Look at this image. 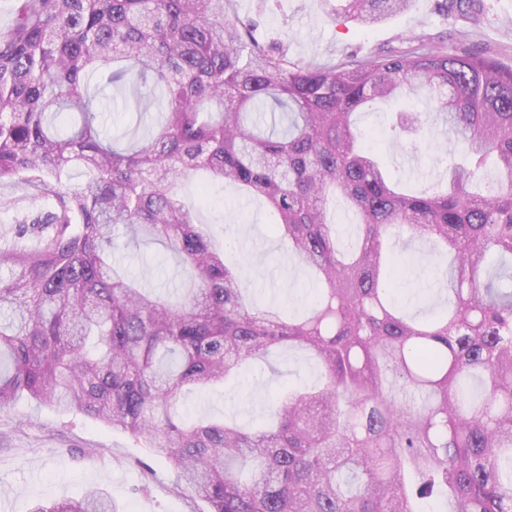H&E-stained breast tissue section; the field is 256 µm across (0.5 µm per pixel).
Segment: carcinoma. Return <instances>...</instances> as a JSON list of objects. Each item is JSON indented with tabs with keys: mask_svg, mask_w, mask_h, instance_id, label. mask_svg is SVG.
Listing matches in <instances>:
<instances>
[{
	"mask_svg": "<svg viewBox=\"0 0 512 512\" xmlns=\"http://www.w3.org/2000/svg\"><path fill=\"white\" fill-rule=\"evenodd\" d=\"M232 0H15L0 31V182L44 211L34 250L0 251V413L26 396L127 433L210 512H512V67L419 41L322 67L288 61ZM411 0H322L371 26ZM147 87L161 120L127 145L101 133L90 79ZM397 109L389 137L439 120L463 163L432 195L398 190L356 116ZM82 169L85 183H71ZM197 171L262 198L273 232L314 270L299 318L245 297L178 183ZM355 215L339 237L332 204ZM432 240L451 308L401 314L390 227ZM164 245L188 272L168 295L112 268L119 237ZM277 346L321 380L289 388L269 423L188 419L186 392L225 387ZM30 512H113L112 496Z\"/></svg>",
	"mask_w": 512,
	"mask_h": 512,
	"instance_id": "1",
	"label": "carcinoma"
}]
</instances>
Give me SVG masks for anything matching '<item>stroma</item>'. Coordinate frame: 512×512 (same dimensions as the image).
Returning <instances> with one entry per match:
<instances>
[{"mask_svg": "<svg viewBox=\"0 0 512 512\" xmlns=\"http://www.w3.org/2000/svg\"><path fill=\"white\" fill-rule=\"evenodd\" d=\"M442 2L412 0L403 14L365 28L330 21L321 0H234V9L241 19L259 20L262 38L286 39L290 58L317 65L351 54L385 53L401 47L403 38L423 36L451 49L466 42L473 52H490L512 66V0H462L447 10ZM101 94L113 100L111 110L99 117L104 130L129 140L141 135L128 101L131 89L105 88ZM385 155L393 176L416 193L439 189L456 161L435 132L417 144L406 138L391 141ZM177 193L187 201L202 198L198 219L207 224L215 243L231 244L249 300L300 310L315 274L287 261L284 245L270 234L262 200L244 198L230 184L203 191L195 179L180 182ZM36 208L20 187L0 182V248L18 240L29 248L36 245L34 236L17 235L19 220ZM388 246L402 256L396 288L402 305L411 307L415 293L438 285L435 246L411 238L402 226L390 229ZM114 256L141 285L171 292L186 278L174 255L156 243L121 248ZM319 374L320 365L310 353L276 349L255 361L235 388L189 394L184 407L192 415L221 417L250 429L263 419L269 397ZM91 488L111 492L114 512H208L168 462L120 430L76 412L36 406L24 397L11 411L0 413V512H29L37 502L77 500Z\"/></svg>", "mask_w": 512, "mask_h": 512, "instance_id": "1", "label": "stroma"}]
</instances>
